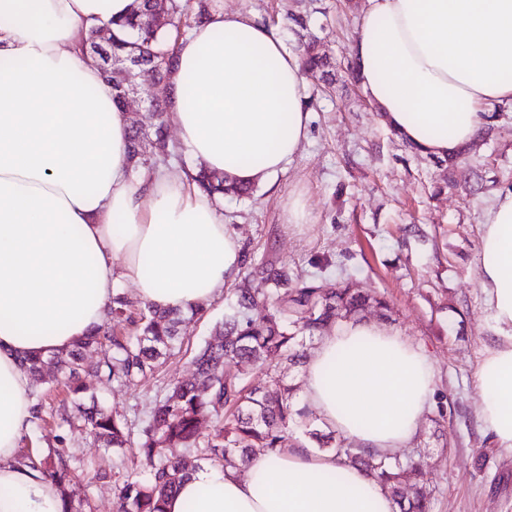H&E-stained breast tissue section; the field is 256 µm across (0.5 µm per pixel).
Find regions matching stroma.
<instances>
[{"label": "stroma", "instance_id": "1", "mask_svg": "<svg viewBox=\"0 0 512 512\" xmlns=\"http://www.w3.org/2000/svg\"><path fill=\"white\" fill-rule=\"evenodd\" d=\"M280 24L289 51L299 47L292 15L307 16L310 31L337 67L366 0H221ZM308 140L296 160L253 197L224 199V220L240 238L243 270L260 262L287 266L299 281H348L390 303L386 325L424 349L441 400L445 434L421 428L416 447L429 454L426 477L436 489L433 512H512V457L499 450L479 417L475 372L489 344L491 319L479 288L481 222L496 191L512 185V106L494 130L478 135L460 156L455 185L442 176L447 160L405 149L367 101L360 85L337 81L323 93L308 84ZM301 199L306 224L286 221L288 204ZM232 289L204 316L184 314L179 352L156 376L134 386L82 383L106 409L140 426L146 406L167 383L189 377L193 352L212 340L231 312ZM63 435L64 446L86 468L107 473L133 469L119 455L89 444L79 428L48 424L31 430L22 448H45Z\"/></svg>", "mask_w": 512, "mask_h": 512}]
</instances>
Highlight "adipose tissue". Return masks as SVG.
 Masks as SVG:
<instances>
[{
    "instance_id": "ef3b65f1",
    "label": "adipose tissue",
    "mask_w": 512,
    "mask_h": 512,
    "mask_svg": "<svg viewBox=\"0 0 512 512\" xmlns=\"http://www.w3.org/2000/svg\"><path fill=\"white\" fill-rule=\"evenodd\" d=\"M134 0H0V512H61L42 473L17 464L32 377L101 326L118 278L158 309L208 305L243 260L214 199L166 169L132 174L130 126L82 50ZM166 119L185 155L240 183L285 170L306 141L307 81L281 26L213 12L176 43ZM384 123L419 152L451 158L512 104V0H368L350 44ZM122 260L115 275L113 262ZM480 288L494 337L475 384L478 414L512 457V187L484 216ZM422 349L351 321L308 358L303 401L359 447L417 436L433 398ZM167 512H392L388 492L335 453L291 448L236 474L191 471Z\"/></svg>"
}]
</instances>
